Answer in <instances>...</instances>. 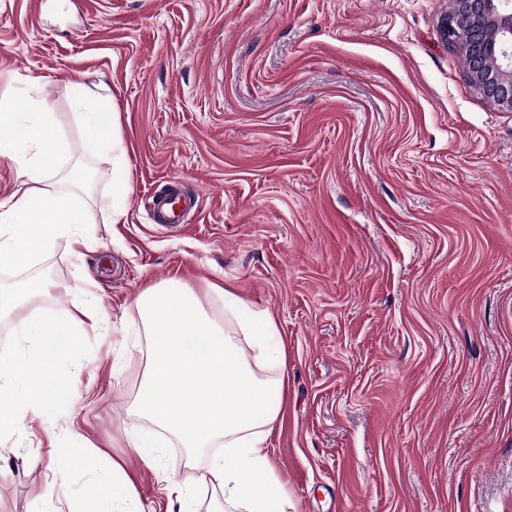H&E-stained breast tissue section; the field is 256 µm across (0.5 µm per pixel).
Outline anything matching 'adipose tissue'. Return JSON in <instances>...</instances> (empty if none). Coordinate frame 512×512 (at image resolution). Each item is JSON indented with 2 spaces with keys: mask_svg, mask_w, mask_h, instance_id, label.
I'll return each instance as SVG.
<instances>
[{
  "mask_svg": "<svg viewBox=\"0 0 512 512\" xmlns=\"http://www.w3.org/2000/svg\"><path fill=\"white\" fill-rule=\"evenodd\" d=\"M26 111L0 100V156L28 150L20 162L18 187L0 199V268L29 265L46 254L58 237L87 223L88 186L79 168L66 182L55 181L64 154L53 105L40 96L25 98ZM87 150L112 162V194L99 206L113 220L124 214L130 186L125 176L126 147L117 123L108 120L100 94L83 88L77 100ZM224 317L215 319L196 289L169 281L138 294L131 307L143 335L152 339L150 368L134 414L171 433L185 448H205L223 439V453L213 456L208 482L220 488L227 504L239 512H287L288 493L275 472L266 468L269 437L284 419L288 352L270 346L277 331L269 309H246L228 288ZM80 320L65 311L53 318L34 317L21 336H52L72 347ZM56 351L20 354L0 363V432L16 427L17 405H39L61 391L52 379Z\"/></svg>",
  "mask_w": 512,
  "mask_h": 512,
  "instance_id": "obj_1",
  "label": "adipose tissue"
}]
</instances>
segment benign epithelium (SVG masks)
<instances>
[{"label":"benign epithelium","mask_w":512,"mask_h":512,"mask_svg":"<svg viewBox=\"0 0 512 512\" xmlns=\"http://www.w3.org/2000/svg\"><path fill=\"white\" fill-rule=\"evenodd\" d=\"M442 32L466 55L468 78L485 98L512 109V0H453Z\"/></svg>","instance_id":"1"}]
</instances>
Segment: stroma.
Masks as SVG:
<instances>
[{"mask_svg":"<svg viewBox=\"0 0 512 512\" xmlns=\"http://www.w3.org/2000/svg\"><path fill=\"white\" fill-rule=\"evenodd\" d=\"M452 0H0V98L52 102L68 163L74 81L102 85L127 148L120 223L0 285L51 287L0 317V358L36 314L96 310L54 376L66 401L0 434V512H93L122 463L142 512H211L190 450L135 409L147 360L128 306L178 279L269 308L288 349L269 465L288 512H512V110L469 80L441 22ZM182 180L184 226L141 199ZM146 434L148 465L134 443ZM71 451L58 472L54 449Z\"/></svg>","mask_w":512,"mask_h":512,"instance_id":"35a3bbf8","label":"stroma"}]
</instances>
